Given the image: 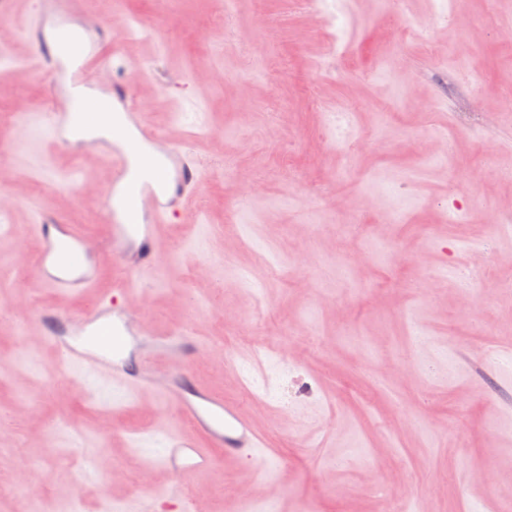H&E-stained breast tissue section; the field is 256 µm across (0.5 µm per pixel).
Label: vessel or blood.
Masks as SVG:
<instances>
[{"instance_id": "1", "label": "vessel or blood", "mask_w": 512, "mask_h": 512, "mask_svg": "<svg viewBox=\"0 0 512 512\" xmlns=\"http://www.w3.org/2000/svg\"><path fill=\"white\" fill-rule=\"evenodd\" d=\"M32 36L35 60L51 71L56 86L95 91V68L103 61L100 46L72 26L70 9L59 12L52 29H36ZM126 97V86L116 85L111 93L92 101L66 98L64 110L51 115L53 140L64 144L85 122L110 121L114 103ZM111 123L112 136L107 140L112 163L111 247L126 266L147 272L158 259L162 224L195 193L200 167L191 153L165 151L160 160L151 162V178L135 181L137 162L158 137L137 112L120 113L118 121ZM31 230L43 244L37 258L42 287L62 295L95 288L97 266L84 233L74 225L50 219L32 225ZM125 296L122 289L101 295L92 311L80 318L59 309L39 312L36 321L43 343L67 363L111 372L129 391L150 390L173 402L190 430L169 435L162 463L182 477L211 469L222 458L256 455L262 440L241 410L223 395L202 388L190 373L188 362L196 348L188 337L173 340L147 332L134 335L135 323L123 306ZM161 360L172 367L163 380L153 372ZM218 447L223 456L215 455Z\"/></svg>"}]
</instances>
